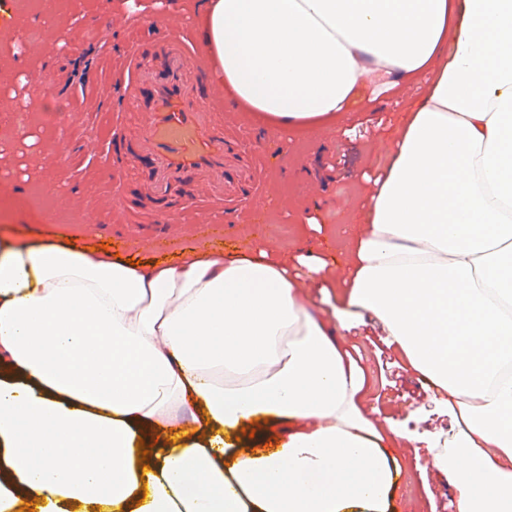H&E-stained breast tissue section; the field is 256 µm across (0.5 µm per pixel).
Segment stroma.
Segmentation results:
<instances>
[{
  "label": "stroma",
  "instance_id": "obj_1",
  "mask_svg": "<svg viewBox=\"0 0 512 512\" xmlns=\"http://www.w3.org/2000/svg\"><path fill=\"white\" fill-rule=\"evenodd\" d=\"M33 21L20 26L18 51L41 49L17 68L0 71V98L12 97V111H0V236L36 245L53 242L82 248L106 247L123 259L176 261L175 243L192 240L214 250L231 251L239 244L240 224L280 251L292 250L309 237L314 254L332 259L335 246L306 229L308 209L321 223L349 227L347 206L365 202L372 179L384 163L383 149L392 138L406 101L425 92V82L405 86L376 101L362 100L336 125L335 131L313 129L288 139L266 140L260 156H245L257 167L265 186L239 213L235 228L213 216L207 224H174L157 235L144 220L156 211L147 197L130 192L146 180L140 165L113 166L106 143L114 130L111 97L86 108L61 102L59 78L67 71L86 73L98 53L113 60L131 49L153 50L155 32L179 36L191 20L176 15L160 0H136L138 13H128L123 0H56L59 24L38 18L39 0H20ZM32 144H25V137ZM46 157L45 179L32 178L31 163ZM374 324L353 329L345 346L370 375L369 405L398 421L409 422L439 447H450L458 425L450 416L424 409L427 393L402 355L389 348ZM391 512H458L457 494L430 465L428 448H405L398 454Z\"/></svg>",
  "mask_w": 512,
  "mask_h": 512
}]
</instances>
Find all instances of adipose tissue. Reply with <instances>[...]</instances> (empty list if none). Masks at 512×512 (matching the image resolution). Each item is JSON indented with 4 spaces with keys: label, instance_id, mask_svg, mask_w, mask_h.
Wrapping results in <instances>:
<instances>
[{
    "label": "adipose tissue",
    "instance_id": "adipose-tissue-1",
    "mask_svg": "<svg viewBox=\"0 0 512 512\" xmlns=\"http://www.w3.org/2000/svg\"><path fill=\"white\" fill-rule=\"evenodd\" d=\"M279 135L424 76L348 269L245 241L132 265L0 239V512H380L407 426L339 338L372 319L460 427L459 512H512V0H177ZM319 293L302 301L299 283ZM282 441L262 449V426Z\"/></svg>",
    "mask_w": 512,
    "mask_h": 512
}]
</instances>
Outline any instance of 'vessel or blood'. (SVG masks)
Masks as SVG:
<instances>
[{
    "label": "vessel or blood",
    "mask_w": 512,
    "mask_h": 512,
    "mask_svg": "<svg viewBox=\"0 0 512 512\" xmlns=\"http://www.w3.org/2000/svg\"><path fill=\"white\" fill-rule=\"evenodd\" d=\"M115 83L123 90L124 104L139 110L141 123L133 139H111V151L147 165L144 190L163 216L174 214L171 193L185 183L202 189L207 207L242 203L236 192L239 145L224 133L207 65L190 40L158 37L150 60L132 54Z\"/></svg>",
    "instance_id": "1"
}]
</instances>
